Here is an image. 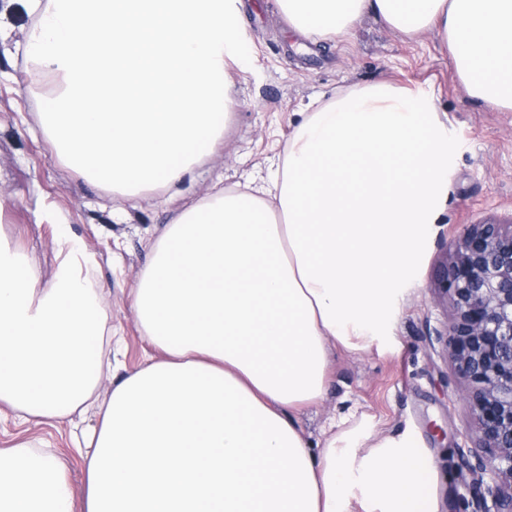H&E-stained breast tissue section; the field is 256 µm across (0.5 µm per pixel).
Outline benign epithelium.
Here are the masks:
<instances>
[{
	"instance_id": "benign-epithelium-1",
	"label": "benign epithelium",
	"mask_w": 512,
	"mask_h": 512,
	"mask_svg": "<svg viewBox=\"0 0 512 512\" xmlns=\"http://www.w3.org/2000/svg\"><path fill=\"white\" fill-rule=\"evenodd\" d=\"M442 283L456 313L446 347L473 384L467 398L490 460L468 464L472 488L484 499L483 475L491 472L494 512H512V217L465 225Z\"/></svg>"
}]
</instances>
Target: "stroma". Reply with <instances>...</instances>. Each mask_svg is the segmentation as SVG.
<instances>
[{"label":"stroma","mask_w":512,"mask_h":512,"mask_svg":"<svg viewBox=\"0 0 512 512\" xmlns=\"http://www.w3.org/2000/svg\"><path fill=\"white\" fill-rule=\"evenodd\" d=\"M236 7L251 61L224 60L231 101L221 138L182 181L121 206L108 189L69 167L42 134V90L20 53L30 19L20 0H0L6 29L0 37V242L25 254L46 284L64 259L59 236L77 241L123 338L117 363L139 366L147 345L129 292L151 245L180 211L237 183L263 184L314 100L380 81L432 94L453 140L448 205L411 266L388 341L357 352L331 348L324 399L293 416L314 449L330 424L344 419L379 438L414 441L431 453L438 512H475L464 463L482 450L466 398L471 384L436 339L455 317L439 290V268L464 225L491 212L512 214V111L468 96L436 34L409 38L366 14L342 36L317 43L293 30L276 0H236ZM80 438V429L67 423L22 425L10 411L0 412V448L47 443L77 487Z\"/></svg>","instance_id":"obj_1"}]
</instances>
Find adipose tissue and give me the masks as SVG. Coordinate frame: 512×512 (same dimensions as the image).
<instances>
[{"instance_id":"1","label":"adipose tissue","mask_w":512,"mask_h":512,"mask_svg":"<svg viewBox=\"0 0 512 512\" xmlns=\"http://www.w3.org/2000/svg\"><path fill=\"white\" fill-rule=\"evenodd\" d=\"M327 41L364 13L436 32L468 95L512 110V0H280ZM448 123L432 97L357 86L299 124L270 187L181 212L130 292L155 357L113 376L80 449L75 499L35 442L0 448V512H437L432 462L355 425L311 450L292 416L322 400L331 344L368 349L448 201ZM69 257L49 284L0 244V407L86 416L112 368L101 294Z\"/></svg>"}]
</instances>
